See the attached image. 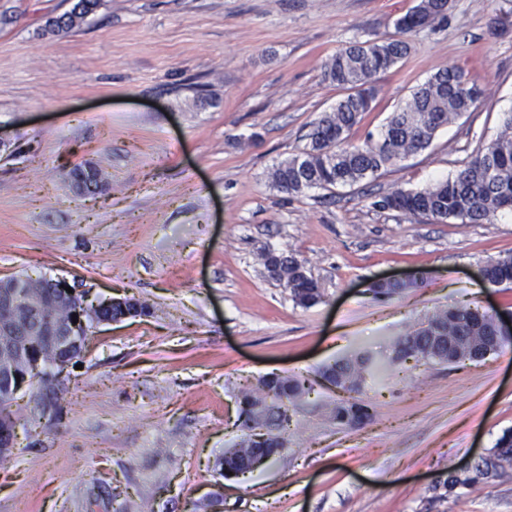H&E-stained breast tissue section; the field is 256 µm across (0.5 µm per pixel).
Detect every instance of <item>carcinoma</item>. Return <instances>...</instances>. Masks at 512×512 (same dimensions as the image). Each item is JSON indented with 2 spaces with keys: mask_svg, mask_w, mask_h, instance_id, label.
Returning <instances> with one entry per match:
<instances>
[{
  "mask_svg": "<svg viewBox=\"0 0 512 512\" xmlns=\"http://www.w3.org/2000/svg\"><path fill=\"white\" fill-rule=\"evenodd\" d=\"M97 6L98 0H76L69 12L48 20L47 25L54 32H67L81 25ZM444 7L445 0H417L410 11L396 20L395 26L400 33L407 34L436 21L442 23L447 15ZM409 50L406 40L389 38L351 44L332 56L324 78L349 93L312 123L306 135L307 144L298 154L273 168L270 178L275 188L287 194H302L310 189L331 190L375 179L402 159L428 149L439 130L475 106L481 91L469 84L464 72L441 69L417 86L408 102L391 114L378 140L362 145L350 143L349 132L371 110L377 76L395 66ZM98 176V170L89 163L66 172V177L77 184L96 186ZM372 206L441 221L455 219L463 224H480L502 210H512V111L503 113L496 138L453 175L423 189L396 190L373 201ZM288 261L290 266L283 273L295 282L293 302L304 308L315 306L321 301L320 288L312 279L295 277L293 265L298 263L297 258L290 255ZM493 279L497 284L512 282V256H505L496 264ZM432 319L443 335H448L452 325L460 334L472 337L475 345L484 344L485 337L493 335L492 319L477 318L470 306L438 311ZM430 348L432 361L448 362L447 345L413 329L396 340L392 361L420 360ZM384 371L385 365L364 351L322 369L321 376L334 379L344 393L333 408L337 425L348 427L352 421H363L369 416V407L360 399L363 384L368 377L382 378ZM308 391L306 380L301 378L263 379L259 391L242 393L238 421L246 429L249 422L260 418L270 432L281 436L290 423V407ZM505 457L512 458L511 430L504 432L492 453L476 461L470 471L448 472L443 489L451 493L478 482ZM251 459L242 448H228L224 452V471L237 474Z\"/></svg>",
  "mask_w": 512,
  "mask_h": 512,
  "instance_id": "cac0c4a2",
  "label": "carcinoma"
}]
</instances>
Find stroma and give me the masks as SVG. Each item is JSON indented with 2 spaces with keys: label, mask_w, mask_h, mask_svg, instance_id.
Instances as JSON below:
<instances>
[{
  "label": "stroma",
  "mask_w": 512,
  "mask_h": 512,
  "mask_svg": "<svg viewBox=\"0 0 512 512\" xmlns=\"http://www.w3.org/2000/svg\"><path fill=\"white\" fill-rule=\"evenodd\" d=\"M74 2L0 0V279L43 273L150 313L95 330L58 426L29 432L37 402L18 395L0 512H512V471L434 489L512 429V345L478 362H389L436 311L512 316V289L479 277L512 255V213L463 224L372 205L454 174L498 135L512 29L491 22L512 0H452L447 21L408 34L349 140L379 137L441 68L482 89L471 112L378 178L298 195L270 172L344 97L327 62L397 36L417 0H99L81 27L48 29ZM85 162L108 183L94 198L63 176ZM269 249L307 266L321 303L296 306L265 278ZM414 276L420 287L370 291ZM359 350L390 369L363 390L369 420L347 429L320 371ZM272 373L312 383L285 450L224 475L244 436L240 393Z\"/></svg>",
  "instance_id": "1"
}]
</instances>
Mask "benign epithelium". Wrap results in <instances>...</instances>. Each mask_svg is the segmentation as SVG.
<instances>
[{"instance_id": "7a95c632", "label": "benign epithelium", "mask_w": 512, "mask_h": 512, "mask_svg": "<svg viewBox=\"0 0 512 512\" xmlns=\"http://www.w3.org/2000/svg\"><path fill=\"white\" fill-rule=\"evenodd\" d=\"M0 281V391L15 396L24 389H33L37 397L39 417L35 425L60 420L58 397L65 390L67 372L85 356L90 329L142 314V303L134 297L110 298L91 302L86 291L69 285L64 279H43L37 283L25 276ZM71 287L67 292L65 287ZM52 289L56 300L73 308L78 322L62 324L40 301L39 289ZM119 313L112 314V309ZM39 348L49 357L50 368L41 370V361L33 355ZM497 351L490 346L463 351L448 347V363L479 361ZM16 423L0 418V459L8 457L14 447Z\"/></svg>"}]
</instances>
